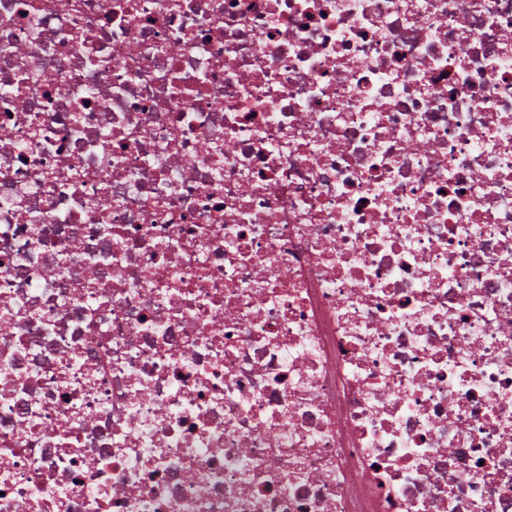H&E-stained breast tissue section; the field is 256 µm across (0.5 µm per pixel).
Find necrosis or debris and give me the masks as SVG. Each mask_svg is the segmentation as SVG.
<instances>
[{
	"mask_svg": "<svg viewBox=\"0 0 512 512\" xmlns=\"http://www.w3.org/2000/svg\"><path fill=\"white\" fill-rule=\"evenodd\" d=\"M0 512H512V0H0Z\"/></svg>",
	"mask_w": 512,
	"mask_h": 512,
	"instance_id": "necrosis-or-debris-1",
	"label": "necrosis or debris"
}]
</instances>
